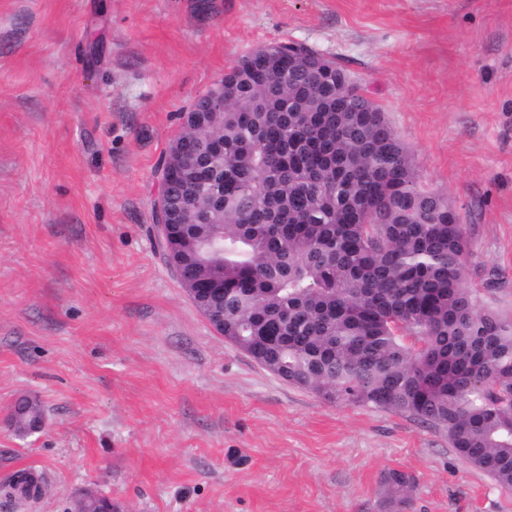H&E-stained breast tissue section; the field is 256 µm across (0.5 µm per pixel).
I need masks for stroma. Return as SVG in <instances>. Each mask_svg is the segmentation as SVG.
I'll use <instances>...</instances> for the list:
<instances>
[{"mask_svg": "<svg viewBox=\"0 0 512 512\" xmlns=\"http://www.w3.org/2000/svg\"><path fill=\"white\" fill-rule=\"evenodd\" d=\"M300 41L385 112L512 315V0H0V512H512L445 431L327 402L228 342L166 263L155 171L242 56ZM46 427L4 424L21 395ZM32 467L42 498L3 486ZM413 484V477L401 471H388L383 476L388 512H402L407 508Z\"/></svg>", "mask_w": 512, "mask_h": 512, "instance_id": "35a3bbf8", "label": "stroma"}]
</instances>
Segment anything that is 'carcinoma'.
<instances>
[{"instance_id": "cac0c4a2", "label": "carcinoma", "mask_w": 512, "mask_h": 512, "mask_svg": "<svg viewBox=\"0 0 512 512\" xmlns=\"http://www.w3.org/2000/svg\"><path fill=\"white\" fill-rule=\"evenodd\" d=\"M273 53L254 50L224 75V111L192 106L185 166L164 190L187 218L183 287L233 290L198 308L224 315V338L283 380L442 428L511 491L512 317L464 285L466 225L422 185L364 87ZM43 414L23 395L7 422L27 435ZM413 484L383 476L388 512H404ZM9 487L28 497L43 480L19 470Z\"/></svg>"}]
</instances>
